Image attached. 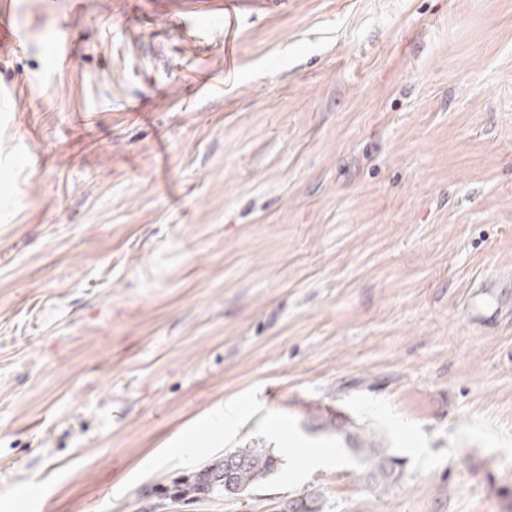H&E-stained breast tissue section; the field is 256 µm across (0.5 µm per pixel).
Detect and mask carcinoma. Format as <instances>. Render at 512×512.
<instances>
[{
  "label": "carcinoma",
  "instance_id": "1",
  "mask_svg": "<svg viewBox=\"0 0 512 512\" xmlns=\"http://www.w3.org/2000/svg\"><path fill=\"white\" fill-rule=\"evenodd\" d=\"M349 445L363 454L366 476L376 484L386 486L397 476L398 459L387 453L376 443H365L360 437L345 435ZM280 457L261 442H251L244 448H238L224 456L201 466L183 477L171 488L172 493L182 500H197L224 489V482L247 495L262 479L279 469ZM317 496H306L288 500L290 512H320L313 507Z\"/></svg>",
  "mask_w": 512,
  "mask_h": 512
}]
</instances>
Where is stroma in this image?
Masks as SVG:
<instances>
[{
	"label": "stroma",
	"instance_id": "35a3bbf8",
	"mask_svg": "<svg viewBox=\"0 0 512 512\" xmlns=\"http://www.w3.org/2000/svg\"><path fill=\"white\" fill-rule=\"evenodd\" d=\"M12 2L0 512H512V301L466 313L512 290V0ZM252 441L294 455L245 501L160 502ZM473 296L477 297L470 308L468 315L476 322H485L496 320L502 311L503 303L498 296L493 295L490 291L478 288L473 292ZM353 436L346 434L345 440L348 444L363 454V464L366 468V476L372 479L376 484L386 486L391 480L399 475L396 470V463L398 459L387 453L383 448L376 443H366L360 440V437H355V442H352Z\"/></svg>",
	"mask_w": 512,
	"mask_h": 512
}]
</instances>
